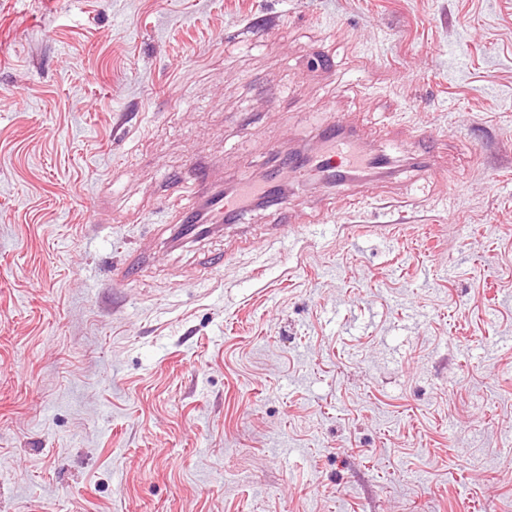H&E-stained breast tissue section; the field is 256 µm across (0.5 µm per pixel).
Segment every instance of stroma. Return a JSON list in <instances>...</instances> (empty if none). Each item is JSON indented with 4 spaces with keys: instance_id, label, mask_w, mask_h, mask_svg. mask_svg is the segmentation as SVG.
I'll return each mask as SVG.
<instances>
[{
    "instance_id": "stroma-1",
    "label": "stroma",
    "mask_w": 512,
    "mask_h": 512,
    "mask_svg": "<svg viewBox=\"0 0 512 512\" xmlns=\"http://www.w3.org/2000/svg\"><path fill=\"white\" fill-rule=\"evenodd\" d=\"M0 512H512V0H0ZM342 126L341 122L333 121L321 153L309 167H297L296 170L299 173L320 170L325 182L340 186L345 182L354 165L381 167L387 164L386 156L368 153L359 144L342 139L340 137ZM316 171L312 172L316 173ZM276 193V176L271 175L261 183H246L238 191L235 199L229 200L222 196H213L210 199V220L212 224H221L224 218L238 215L241 210L257 199H274Z\"/></svg>"
}]
</instances>
